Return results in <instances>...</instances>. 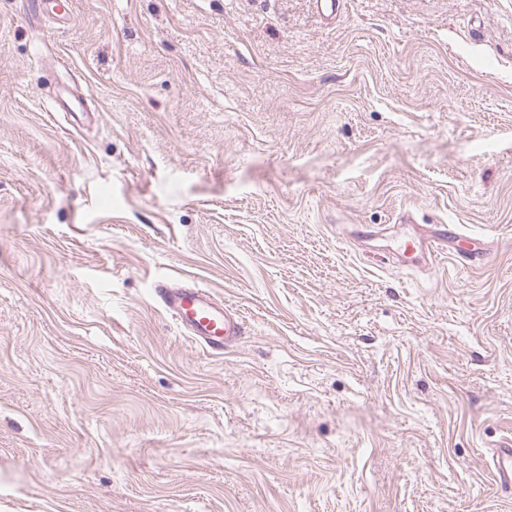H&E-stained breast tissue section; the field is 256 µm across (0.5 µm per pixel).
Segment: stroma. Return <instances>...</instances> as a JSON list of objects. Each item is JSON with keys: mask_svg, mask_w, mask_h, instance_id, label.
Returning a JSON list of instances; mask_svg holds the SVG:
<instances>
[{"mask_svg": "<svg viewBox=\"0 0 512 512\" xmlns=\"http://www.w3.org/2000/svg\"><path fill=\"white\" fill-rule=\"evenodd\" d=\"M511 432L512 0H0V512H512ZM433 226V228L429 227ZM415 234H405L395 244L403 266L430 267L448 254L452 245L457 257L467 260L471 265L479 264L483 259V247L479 240L461 233L456 224H430ZM154 292L187 337L210 355H223L244 334L242 318L201 285L173 288L158 282ZM488 465L496 478L498 491L512 495V437H503L490 448Z\"/></svg>", "mask_w": 512, "mask_h": 512, "instance_id": "stroma-1", "label": "stroma"}]
</instances>
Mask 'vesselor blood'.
I'll return each instance as SVG.
<instances>
[{"label": "vessel or blood", "mask_w": 512, "mask_h": 512, "mask_svg": "<svg viewBox=\"0 0 512 512\" xmlns=\"http://www.w3.org/2000/svg\"><path fill=\"white\" fill-rule=\"evenodd\" d=\"M450 251L473 265L483 259L481 242L461 233L455 224H437L415 234H406L395 244V252L406 267L433 266ZM154 292L187 337L210 355H223L225 349L236 345L244 334L242 318L228 306L217 302L201 285L174 288L160 282ZM488 465L496 478L498 491L511 496V436L502 438L490 448Z\"/></svg>", "instance_id": "b4317fda"}]
</instances>
